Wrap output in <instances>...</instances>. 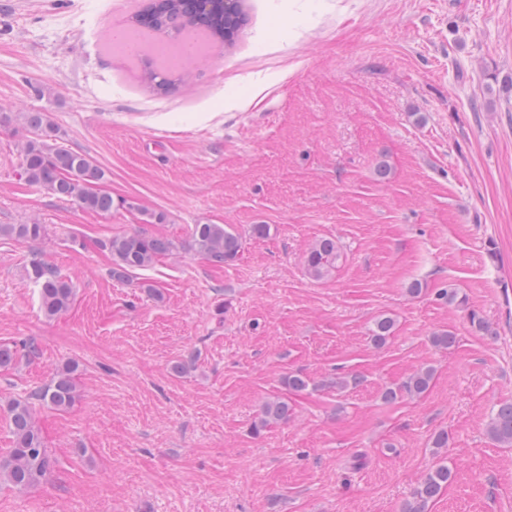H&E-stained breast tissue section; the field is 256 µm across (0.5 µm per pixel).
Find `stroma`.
<instances>
[{
	"label": "stroma",
	"instance_id": "stroma-1",
	"mask_svg": "<svg viewBox=\"0 0 512 512\" xmlns=\"http://www.w3.org/2000/svg\"><path fill=\"white\" fill-rule=\"evenodd\" d=\"M144 6L0 0V224L46 226L0 237V344L18 349L0 407L69 367L77 386L66 410L37 406L53 468L0 480V512H403L442 463L455 478L429 512H512V447L487 434L512 402V0H244L233 44L204 42L165 93L143 62L167 66L157 42L184 34L148 36L139 58L105 37L137 31ZM37 111L104 170L111 213L22 178ZM196 224L231 225L238 258L196 255ZM135 231L176 248L114 280L99 243ZM326 237L341 257L314 280L303 258ZM35 257L75 288L53 318ZM450 282L466 308L437 300ZM441 330L452 347L432 345ZM423 368L425 393L382 399ZM277 396L288 421L254 432ZM45 226L33 222L31 224H1L0 236L11 237L17 240L37 242L45 236Z\"/></svg>",
	"mask_w": 512,
	"mask_h": 512
}]
</instances>
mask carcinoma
I'll use <instances>...</instances> for the list:
<instances>
[{"mask_svg": "<svg viewBox=\"0 0 512 512\" xmlns=\"http://www.w3.org/2000/svg\"><path fill=\"white\" fill-rule=\"evenodd\" d=\"M140 27L154 32H201L209 39L233 43L246 22L242 0H154L137 15ZM145 80L159 90L174 85L172 73L157 66L147 65ZM25 124L32 137L22 148L21 176L25 181L59 199L72 200L85 210L106 214L112 212V195L97 188L105 172L86 154L64 148L55 143L58 128L43 112H29ZM0 236L37 242L45 236V226L31 224H1ZM195 253L214 265L235 260L242 249L241 238L226 224H196L191 233ZM101 248L112 257L110 275L124 280L137 270L150 267L158 258L172 251L174 244L167 238L140 232L114 236L101 242ZM338 258L336 240L323 238L314 243L304 256L307 274L314 279L326 277ZM28 275L39 290L41 308L45 315L54 317L66 311L73 299L74 288L50 266L38 258L29 264ZM438 299L454 306L465 305L466 298L450 284L437 291ZM394 327V319L382 316L374 320L371 337L374 344L383 345ZM67 368L58 373L49 384L35 393L40 404L56 409L69 408L76 399L72 373ZM433 371L424 368L413 374L403 385L408 394L425 392ZM288 401L279 397L267 401L255 430L271 421L288 419ZM12 429L13 448L8 458L0 459V473L19 489L40 483L50 472L52 460L45 448L34 421V406L29 401H14L6 409ZM491 439L505 447H512V402L500 404L488 426ZM453 477L452 469L441 465L416 485L408 512H426L428 503L436 498Z\"/></svg>", "mask_w": 512, "mask_h": 512, "instance_id": "cac0c4a2", "label": "carcinoma"}]
</instances>
